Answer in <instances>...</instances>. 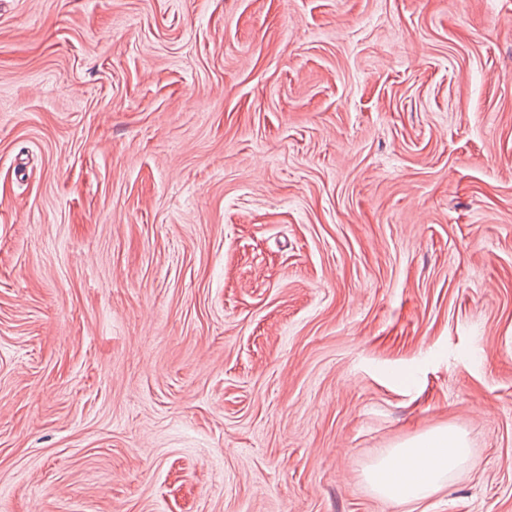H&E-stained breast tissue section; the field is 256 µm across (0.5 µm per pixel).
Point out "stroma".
<instances>
[{
    "mask_svg": "<svg viewBox=\"0 0 512 512\" xmlns=\"http://www.w3.org/2000/svg\"><path fill=\"white\" fill-rule=\"evenodd\" d=\"M0 512H512V0H0ZM469 454L463 432L439 426L390 448L367 469L365 477L383 498L413 504L439 489Z\"/></svg>",
    "mask_w": 512,
    "mask_h": 512,
    "instance_id": "obj_1",
    "label": "stroma"
}]
</instances>
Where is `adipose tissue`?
<instances>
[{
  "label": "adipose tissue",
  "instance_id": "ef3b65f1",
  "mask_svg": "<svg viewBox=\"0 0 512 512\" xmlns=\"http://www.w3.org/2000/svg\"><path fill=\"white\" fill-rule=\"evenodd\" d=\"M469 454L463 432L439 426L389 449L367 469L365 477L383 498L413 504L439 489Z\"/></svg>",
  "mask_w": 512,
  "mask_h": 512
}]
</instances>
